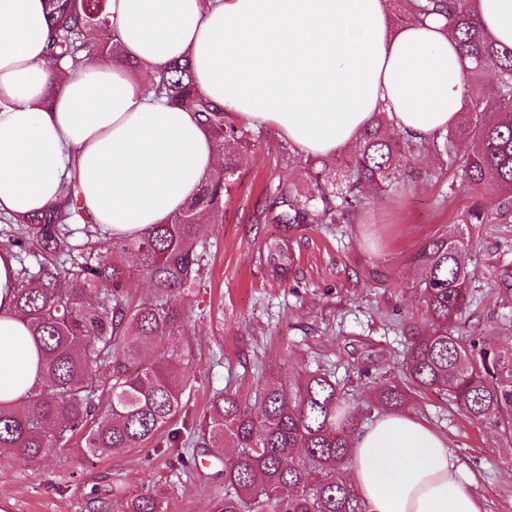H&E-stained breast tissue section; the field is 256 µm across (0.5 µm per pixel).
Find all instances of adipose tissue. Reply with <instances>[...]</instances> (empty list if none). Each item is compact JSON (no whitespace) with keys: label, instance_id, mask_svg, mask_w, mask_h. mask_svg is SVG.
I'll list each match as a JSON object with an SVG mask.
<instances>
[{"label":"adipose tissue","instance_id":"adipose-tissue-1","mask_svg":"<svg viewBox=\"0 0 512 512\" xmlns=\"http://www.w3.org/2000/svg\"><path fill=\"white\" fill-rule=\"evenodd\" d=\"M512 48V0H476ZM119 56L74 72L42 63L43 0H0V213L54 205L76 178L103 231L134 238L184 209L221 163L197 112L154 99L131 65L189 58L198 91L230 119L271 129L302 155L354 148L376 114L415 142L459 119L479 73L444 21L393 26L388 0H109ZM19 262L0 249V401L42 382L38 350L13 304ZM348 478L364 512H486L459 479L444 437L403 413L351 441Z\"/></svg>","mask_w":512,"mask_h":512}]
</instances>
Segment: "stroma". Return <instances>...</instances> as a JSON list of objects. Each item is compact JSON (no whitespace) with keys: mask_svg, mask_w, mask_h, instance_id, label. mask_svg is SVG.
I'll use <instances>...</instances> for the list:
<instances>
[{"mask_svg":"<svg viewBox=\"0 0 512 512\" xmlns=\"http://www.w3.org/2000/svg\"><path fill=\"white\" fill-rule=\"evenodd\" d=\"M248 135L223 215L202 227V280L178 299L193 332L183 410L158 442L90 464H80L75 440L35 460L0 458V512H123L127 496L162 486L167 512H214L224 494L218 450L191 436L215 390L247 399L256 385H289L321 369L366 426L379 414L376 389L404 380L406 348L429 327L417 254L496 195L461 185L435 141L418 148L411 172L364 191L344 222L286 226L276 220L283 197L344 188L342 160H326L318 176L271 130ZM282 238L294 267L279 280L266 256ZM464 260L472 301L454 333L512 343V217L473 225ZM408 412L447 438L486 512H512V433L471 420L438 391L415 394Z\"/></svg>","mask_w":512,"mask_h":512,"instance_id":"1","label":"stroma"}]
</instances>
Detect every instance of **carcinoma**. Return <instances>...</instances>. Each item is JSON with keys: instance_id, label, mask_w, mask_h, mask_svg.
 <instances>
[{"instance_id": "carcinoma-1", "label": "carcinoma", "mask_w": 512, "mask_h": 512, "mask_svg": "<svg viewBox=\"0 0 512 512\" xmlns=\"http://www.w3.org/2000/svg\"><path fill=\"white\" fill-rule=\"evenodd\" d=\"M46 6L50 49L44 69L77 70L98 53L116 52L108 0H46ZM406 7L414 20L446 17L460 35L463 56L493 73L492 89H471L466 111L440 139L463 185L501 197L496 212L473 206L455 232L419 252L431 329L408 347L410 389L382 388L375 403L399 411L410 405L412 390L442 391L471 419L512 432V345L448 332V322L470 303L463 259L471 248L470 225L512 214V49L485 30L472 0H406ZM145 82L172 105L193 104L224 155V168L205 177L185 209L134 239L100 236L72 193L17 220L22 233L10 245L41 258L33 275L20 268L14 305L38 348L43 382L20 402H0V455L37 458L75 435L84 441L83 459L125 453L152 443L183 408L184 364L192 347L177 296L200 279L206 250L198 212L218 219L238 157L250 142L243 130L224 125L223 108L198 93L189 59L146 74ZM416 148L402 134L387 137L378 117L346 161L345 190L320 186L316 195L293 199L279 220L333 223L353 213L357 188L397 178ZM98 244L112 262L95 255ZM267 264L275 276H286V240L270 245ZM133 267L146 274L153 294L132 308L123 288ZM103 282L112 290L101 288ZM357 429L356 414L324 372H311L294 386L260 384L251 403L217 391L199 428L201 439L224 448V497L215 512H362L345 475ZM166 509L164 493L151 490L129 497L124 512Z\"/></svg>"}]
</instances>
